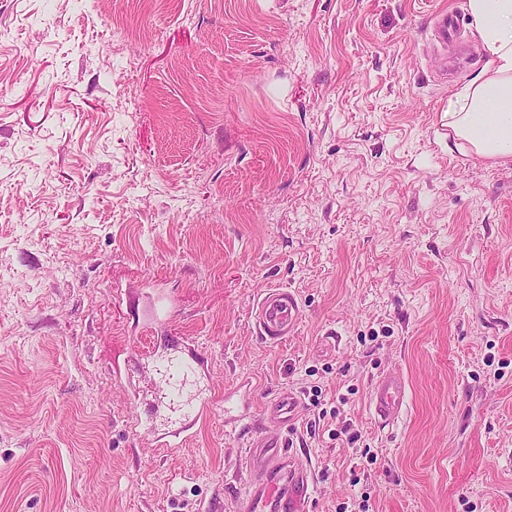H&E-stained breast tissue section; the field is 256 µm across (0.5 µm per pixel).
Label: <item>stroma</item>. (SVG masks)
Wrapping results in <instances>:
<instances>
[{
    "instance_id": "obj_1",
    "label": "stroma",
    "mask_w": 512,
    "mask_h": 512,
    "mask_svg": "<svg viewBox=\"0 0 512 512\" xmlns=\"http://www.w3.org/2000/svg\"><path fill=\"white\" fill-rule=\"evenodd\" d=\"M452 10L0 0V512H237L284 395L308 512H512V163L451 144L486 60L463 27L438 81ZM176 336L211 415L165 441L136 419ZM254 320L265 340L278 342L287 339L301 320L296 296L287 289H269L256 304ZM406 395L407 385L401 373H383L374 382L369 410L383 423L393 424L404 412ZM301 411V405L295 397L283 396L267 403L264 416L268 423L275 427H288Z\"/></svg>"
}]
</instances>
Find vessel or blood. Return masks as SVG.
Here are the masks:
<instances>
[{"mask_svg": "<svg viewBox=\"0 0 512 512\" xmlns=\"http://www.w3.org/2000/svg\"><path fill=\"white\" fill-rule=\"evenodd\" d=\"M254 320L263 338L278 342L296 330L301 309L294 293L272 288L258 300ZM169 356L162 392L173 395L183 380L197 374L199 361L185 356L178 346L170 347ZM406 395L407 385L401 373H383L374 382L369 409L383 423H394L404 412ZM300 411L301 405L295 397L283 396L267 403L264 416L268 423L281 428L297 420ZM210 412L205 398L197 397L178 411L182 430H189ZM245 465L249 479L240 512H305L313 475L307 463L287 450L284 443L257 437L246 450Z\"/></svg>", "mask_w": 512, "mask_h": 512, "instance_id": "obj_1", "label": "vessel or blood"}]
</instances>
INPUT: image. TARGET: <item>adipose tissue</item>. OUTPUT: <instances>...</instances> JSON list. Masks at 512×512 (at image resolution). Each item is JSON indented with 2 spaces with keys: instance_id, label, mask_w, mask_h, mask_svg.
Returning <instances> with one entry per match:
<instances>
[{
  "instance_id": "1",
  "label": "adipose tissue",
  "mask_w": 512,
  "mask_h": 512,
  "mask_svg": "<svg viewBox=\"0 0 512 512\" xmlns=\"http://www.w3.org/2000/svg\"><path fill=\"white\" fill-rule=\"evenodd\" d=\"M487 61L448 99V127L479 157L512 161V0H467Z\"/></svg>"
}]
</instances>
